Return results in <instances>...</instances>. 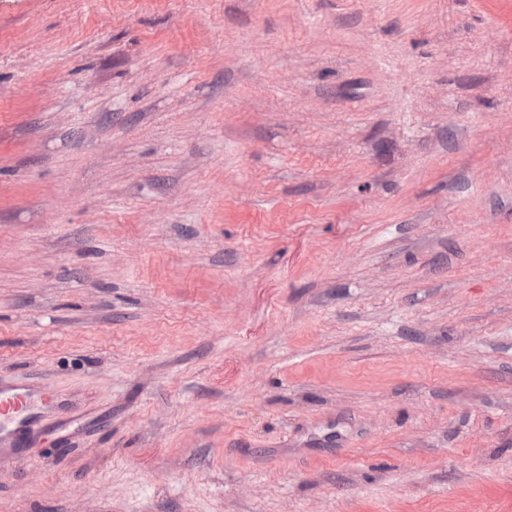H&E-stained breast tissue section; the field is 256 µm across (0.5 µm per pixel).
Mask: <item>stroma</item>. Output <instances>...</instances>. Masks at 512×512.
Here are the masks:
<instances>
[{
  "instance_id": "1",
  "label": "stroma",
  "mask_w": 512,
  "mask_h": 512,
  "mask_svg": "<svg viewBox=\"0 0 512 512\" xmlns=\"http://www.w3.org/2000/svg\"><path fill=\"white\" fill-rule=\"evenodd\" d=\"M0 512H512V0H0ZM30 405V396L24 393L1 394L0 391V414L1 416L11 415L15 420L24 422Z\"/></svg>"
}]
</instances>
